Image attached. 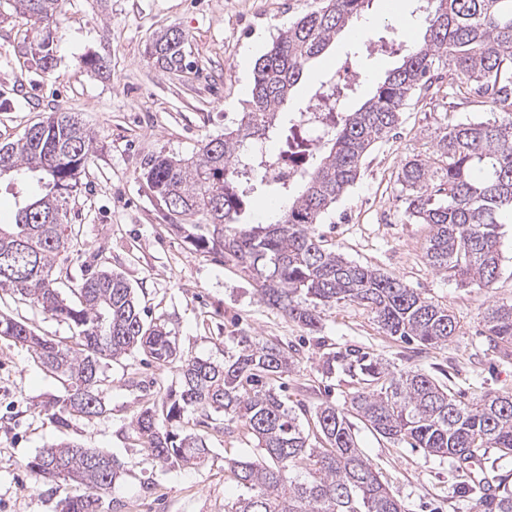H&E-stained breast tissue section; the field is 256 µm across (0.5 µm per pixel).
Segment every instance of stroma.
<instances>
[{
	"label": "stroma",
	"mask_w": 512,
	"mask_h": 512,
	"mask_svg": "<svg viewBox=\"0 0 512 512\" xmlns=\"http://www.w3.org/2000/svg\"><path fill=\"white\" fill-rule=\"evenodd\" d=\"M315 0H65L53 26L58 67L47 76L31 67L23 46L36 30L0 0V143L16 140L51 112H74L95 137L96 153L68 206L73 232L71 257L53 275L65 287L102 265L121 273L149 319H162L188 357L223 362L240 337L271 340L288 349L293 370L280 383L302 425L310 410L328 402L345 407L357 384L348 373L323 367L324 353L359 348L391 370H423L473 400L512 394V348L490 344L483 313L494 302L512 301V217L503 216L502 263L491 287L465 285L431 269L424 257L429 227L405 219L398 173L414 155L432 152L436 131L448 120L485 121L492 113L473 85L459 80L454 97L412 98L398 128L375 143L357 182L317 225L327 245L355 263L400 278L423 296L447 306L460 333L448 345L406 344L386 335L373 313L349 303L322 309L311 332L261 301L256 285L223 255L197 248L164 215L142 178L158 155L188 157L202 140L236 127L246 104L241 59L247 50L264 54L273 40L310 10ZM409 0L408 16L385 15L380 0H367L363 14L375 18L372 41L422 43L425 16ZM173 28L185 37L189 70L168 73L145 48L157 32ZM104 56L98 75L82 61ZM392 52L368 53L363 42L341 32L325 53L311 60L284 109L305 108L322 79L345 64L361 70L349 97L358 106L397 66ZM0 312L26 321L37 333L70 336L69 327L29 303L0 296ZM175 365H160L140 351L108 362L99 391L104 413L70 416L66 427L45 421L44 403L61 395L60 384L32 351L0 338V512H56L73 486L36 478L25 468L41 448L65 441L118 456L122 478L105 494L104 512H224L241 489L224 470L225 457L259 455L240 424L194 413L185 430L207 438L203 465L170 470L143 450L131 423L148 403L176 386ZM352 432L405 512H474L476 492L463 488L454 460L426 454L406 441L382 438L357 416Z\"/></svg>",
	"instance_id": "1"
}]
</instances>
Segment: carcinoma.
<instances>
[{"mask_svg":"<svg viewBox=\"0 0 512 512\" xmlns=\"http://www.w3.org/2000/svg\"><path fill=\"white\" fill-rule=\"evenodd\" d=\"M33 23L52 19L61 0H14ZM368 0H318L294 21L256 62L254 81L237 128L202 141L189 157L149 159L142 177L160 204L185 217L176 228L209 252L220 253L251 277L260 299L314 331L321 307L364 306L389 336L443 346L457 335L450 311L394 276L347 260L323 244L316 225L360 175L374 143L399 122L406 102L426 96L434 72L446 70L472 82L499 118L452 122L437 135L438 163L405 162L398 181L405 214L430 226L428 265L462 282L490 287L501 266L499 217L512 214V0H426L423 43L404 50L356 110L342 104L315 151L309 138L296 141L293 155L307 157L286 184L266 179L270 161L247 151L250 140L280 127V107L301 80L306 64L323 53ZM167 72L185 67L184 37L166 29L146 48ZM43 74L57 67L49 27L26 49ZM94 137L71 112H51L17 140L0 146V177L37 178L42 194L25 197L15 223L0 224V291L30 301L75 330L71 340L41 336L26 322L0 313V337L27 345L39 364L64 389L43 405L56 427L75 413L105 411L97 386L103 361L141 350L160 364L179 363L178 388L142 409L132 430L143 449L170 468L197 466L208 454L206 438L184 434L185 414L223 413L242 424L263 450L260 459H229L227 471L246 493L227 512H403L357 447L348 420L352 412L380 436L409 440L429 455L466 465L493 448L512 455V395H484L465 402L447 385L421 370L390 371L367 352L329 353L323 366L348 367L360 388L350 412L328 403L316 407L305 432L295 411L271 381L291 370L288 352L249 336L224 364L184 359L175 337L161 322L146 321L124 276L101 267L62 295L52 269L70 254L72 230L63 223L93 153ZM257 192L288 206L275 224L244 228L241 213ZM485 334L512 346V303H495L484 316ZM25 467L48 480H62L80 493L65 497L60 512H101L104 493L124 474L122 463L100 448L71 443L42 449ZM65 476H60V471ZM475 512H512V489L479 487Z\"/></svg>","mask_w":512,"mask_h":512,"instance_id":"cac0c4a2","label":"carcinoma"}]
</instances>
